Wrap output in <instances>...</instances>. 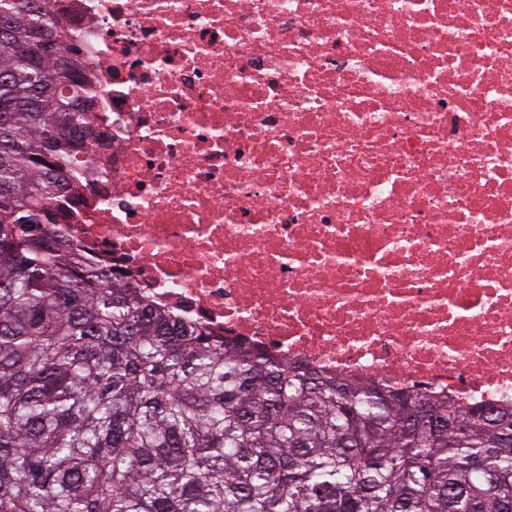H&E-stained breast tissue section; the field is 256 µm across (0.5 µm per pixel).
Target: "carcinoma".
Wrapping results in <instances>:
<instances>
[{"instance_id": "cac0c4a2", "label": "carcinoma", "mask_w": 512, "mask_h": 512, "mask_svg": "<svg viewBox=\"0 0 512 512\" xmlns=\"http://www.w3.org/2000/svg\"><path fill=\"white\" fill-rule=\"evenodd\" d=\"M51 2L0 0V512H512V408L230 344L51 233L100 137Z\"/></svg>"}]
</instances>
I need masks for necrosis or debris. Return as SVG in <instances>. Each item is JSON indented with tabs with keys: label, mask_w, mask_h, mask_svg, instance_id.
Masks as SVG:
<instances>
[{
	"label": "necrosis or debris",
	"mask_w": 512,
	"mask_h": 512,
	"mask_svg": "<svg viewBox=\"0 0 512 512\" xmlns=\"http://www.w3.org/2000/svg\"><path fill=\"white\" fill-rule=\"evenodd\" d=\"M105 131L56 231L173 320L512 407V0H53Z\"/></svg>",
	"instance_id": "obj_1"
}]
</instances>
